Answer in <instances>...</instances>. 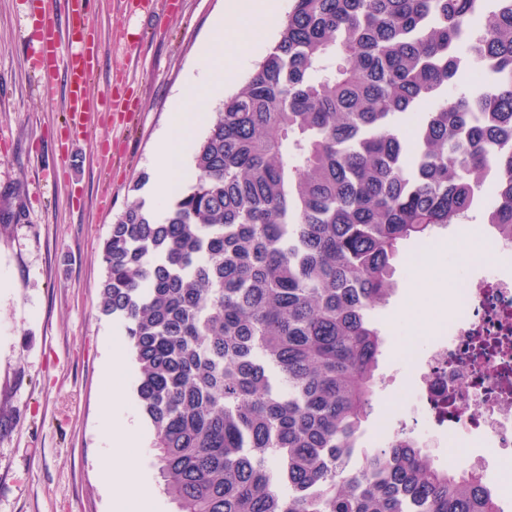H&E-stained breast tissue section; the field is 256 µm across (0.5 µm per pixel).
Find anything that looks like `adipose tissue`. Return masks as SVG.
Segmentation results:
<instances>
[{
    "label": "adipose tissue",
    "mask_w": 512,
    "mask_h": 512,
    "mask_svg": "<svg viewBox=\"0 0 512 512\" xmlns=\"http://www.w3.org/2000/svg\"><path fill=\"white\" fill-rule=\"evenodd\" d=\"M228 10L230 24L216 23L202 45L204 68L191 79L184 95L176 98L170 127L152 160L158 197L167 196L177 187L191 139L205 123L211 102L223 94L225 77L234 75L236 61L248 56L253 31H270L283 21L281 0H230ZM453 279V273L441 267L434 255L415 260L405 314L419 324H428L442 309L444 288ZM103 431L108 442L103 472L118 489L112 503L114 512H151L153 501L141 480L137 452L140 439L134 425L108 423Z\"/></svg>",
    "instance_id": "adipose-tissue-1"
}]
</instances>
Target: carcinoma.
<instances>
[{"label":"carcinoma","mask_w":512,"mask_h":512,"mask_svg":"<svg viewBox=\"0 0 512 512\" xmlns=\"http://www.w3.org/2000/svg\"><path fill=\"white\" fill-rule=\"evenodd\" d=\"M465 71L478 91L448 93ZM489 179L512 242V0H291L191 184L101 247L177 512H495L418 441L363 440L399 246L466 223Z\"/></svg>","instance_id":"obj_1"}]
</instances>
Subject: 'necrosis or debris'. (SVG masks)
<instances>
[{
	"label": "necrosis or debris",
	"instance_id": "obj_1",
	"mask_svg": "<svg viewBox=\"0 0 512 512\" xmlns=\"http://www.w3.org/2000/svg\"><path fill=\"white\" fill-rule=\"evenodd\" d=\"M502 271L471 278L454 293L453 316L418 361L409 403H421V426L393 428L392 440L414 433L437 449L466 439L472 453L457 466H487L512 449V243L496 242Z\"/></svg>",
	"mask_w": 512,
	"mask_h": 512
}]
</instances>
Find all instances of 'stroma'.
<instances>
[{"mask_svg": "<svg viewBox=\"0 0 512 512\" xmlns=\"http://www.w3.org/2000/svg\"><path fill=\"white\" fill-rule=\"evenodd\" d=\"M227 0H90L89 33L101 45L82 124L67 111L65 75L44 90L29 65L35 0H0V512H112L113 489L100 469L103 417L134 421L140 466L155 512H174L153 465V429L134 393L137 365L124 351L130 395L106 409L101 375L113 334L125 323L100 312L101 245L115 216L134 199L163 210L137 189L171 120L170 102L198 70V50ZM406 245L397 291L376 315L387 338L382 378L365 442L380 448L390 418H402L419 345L438 325L400 310L419 254Z\"/></svg>", "mask_w": 512, "mask_h": 512, "instance_id": "1", "label": "stroma"}]
</instances>
